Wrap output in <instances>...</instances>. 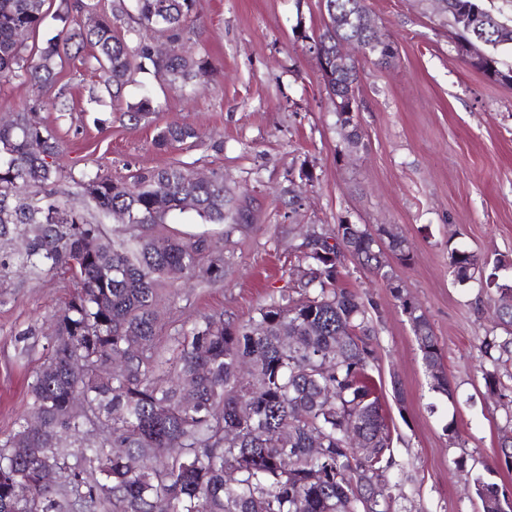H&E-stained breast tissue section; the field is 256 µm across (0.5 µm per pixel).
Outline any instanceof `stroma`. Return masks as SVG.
<instances>
[{"mask_svg": "<svg viewBox=\"0 0 512 512\" xmlns=\"http://www.w3.org/2000/svg\"><path fill=\"white\" fill-rule=\"evenodd\" d=\"M396 56L386 66L359 61L350 142L337 122L319 64L309 50L322 29L321 0H197L186 50L203 61L207 83L185 91L148 69L126 102L160 104L156 125L190 123L195 144L159 149L156 125L131 126L109 100L91 102L92 73L64 59L61 80L72 108L50 104L38 118L63 142V178L108 176L179 159L194 173L224 175L244 224L206 233L224 278L188 282L161 310L163 334L204 315L235 323L293 287L306 263L294 252L321 224L382 225L406 239L412 260L390 265L402 297L426 315L456 389L438 398L412 325L386 282L353 259L345 287L369 300L378 365L372 376L390 425L392 450L407 479L392 488L397 512H479L473 482L494 466L503 409L486 394L479 337L495 333L494 289L457 283L448 267L459 247L506 262L512 285V85L496 83L458 52L457 31L440 21L434 0H365ZM72 284L56 275L0 279V441L34 414L32 373L56 334ZM404 395L396 397L394 384ZM456 421L457 444L443 432Z\"/></svg>", "mask_w": 512, "mask_h": 512, "instance_id": "1", "label": "stroma"}]
</instances>
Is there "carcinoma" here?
Returning a JSON list of instances; mask_svg holds the SVG:
<instances>
[{
  "label": "carcinoma",
  "instance_id": "obj_1",
  "mask_svg": "<svg viewBox=\"0 0 512 512\" xmlns=\"http://www.w3.org/2000/svg\"><path fill=\"white\" fill-rule=\"evenodd\" d=\"M46 0H0V80H23L37 91L33 106L52 91L51 106L70 110L67 85L59 84L63 58L83 55L82 64L98 74L89 98L121 104L136 72L154 71L184 87L205 73L204 63L185 50L195 0H60L54 12ZM364 0H323L326 21L317 39L329 52L343 41L369 43L370 15ZM439 14L452 19L469 63L488 78L512 84V68L500 69V51L512 49V20L503 22L484 0H443ZM477 13L475 29L460 17ZM86 16L92 23L83 25ZM129 19L121 31L114 21ZM52 21L58 31L38 49L22 54L20 34ZM163 38L160 56L153 42ZM355 67H334L323 75L336 98L337 122L352 125L344 95L357 84ZM124 114L138 124L151 121L147 97L127 104ZM200 139L190 124L156 127L154 144L175 148ZM61 140L24 108L0 123V276L70 275L77 288L58 318L55 341L35 370L33 405L43 418L31 434L17 422L0 444V512H64L53 488L42 483L52 467L59 486L71 487L76 512H396L390 475L396 466L386 417L370 370L378 362L365 302L342 288L343 260L350 256L385 280L409 315L421 359L430 371L431 390L455 400L443 351L424 313L402 295L388 269L387 254L411 261L405 239L379 225H322L297 250L307 264L297 287L258 308L245 323L204 316L170 337L172 355L159 350V309L169 278L179 269L189 279L224 278V261L209 257L203 237L160 236L143 232L170 223L177 214L195 213L207 224L238 222L228 208L224 173L197 178L176 161L138 169L125 179L85 171L60 188ZM126 216L127 227L109 235L105 221ZM26 241L17 252L13 242ZM498 259L482 262L453 249L454 280L478 279L496 289L495 316L501 332L480 344L486 392L505 393L500 368L512 362V286L498 284ZM345 344L336 348V337ZM82 371L71 372L72 362ZM119 360L117 372L109 361ZM247 363L252 378L240 373ZM78 393L83 412L72 416L67 399ZM97 426L101 438L70 463L60 433L78 434ZM512 413L505 412L495 465L512 472ZM376 449L358 456L349 432ZM31 449L24 459L14 449ZM178 449L177 455L165 453ZM154 458L148 468L143 461ZM480 502L508 500V489L490 479H474Z\"/></svg>",
  "mask_w": 512,
  "mask_h": 512
}]
</instances>
